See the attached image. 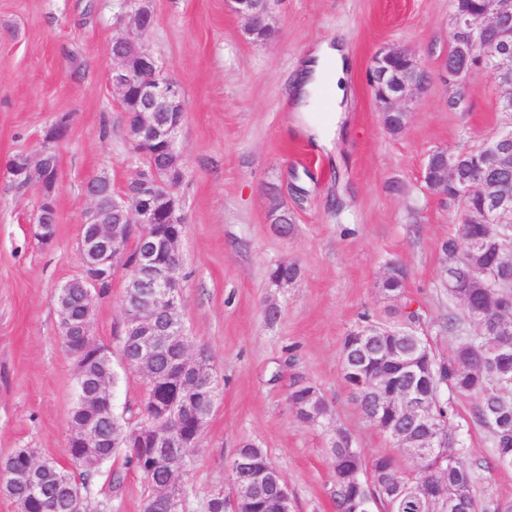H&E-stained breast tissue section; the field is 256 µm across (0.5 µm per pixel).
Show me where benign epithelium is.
<instances>
[{
    "instance_id": "7a95c632",
    "label": "benign epithelium",
    "mask_w": 512,
    "mask_h": 512,
    "mask_svg": "<svg viewBox=\"0 0 512 512\" xmlns=\"http://www.w3.org/2000/svg\"><path fill=\"white\" fill-rule=\"evenodd\" d=\"M233 11L245 19V33L249 36L261 27L270 24V12L258 7V0H230ZM125 7L133 33L114 39L118 51H110L112 69L108 81L113 95L121 106L129 104L130 90L136 91L133 113L132 144L138 156L147 159L153 148L161 146L167 155V162L151 171L149 180L134 198L125 193L109 196L110 207L121 210L126 215L122 224H109L104 218V204L98 190L101 183L111 182L105 174L96 175V180L86 184L85 197L88 203L81 223L79 252L81 275L66 282L54 295L53 302L60 320L61 336L90 335L93 300L103 295V290L112 281V272L119 266L129 267L130 292L125 295L124 310L128 311L125 326L138 336V354L132 358L123 357L124 363L148 376L157 385H164L175 379L184 380L187 371H192L193 379L182 386L181 403L156 401L146 422L134 431L141 442L154 454L185 456L188 450L197 447L207 423L208 415H194L193 436L182 437L175 423L179 416L190 411L191 404L199 397L209 401L214 407L218 397V383L208 354L181 340L178 331V311L182 306L183 295L180 278L181 238L155 232L159 216L166 215L169 224H181L178 215L179 200L174 194L175 175L182 172V157L176 147L177 135L185 121L188 105L181 86L158 66L154 55L144 44V38L151 32L156 17L147 0H126ZM458 31L457 56L445 68L441 79L448 86L449 96L463 104L466 101L467 80L481 66L471 62L474 46L483 47V57L495 63L494 74L505 88L500 103L504 110L512 109V0H489L479 14H465L453 18ZM409 59L416 74H426V66L409 51L388 47L379 50L373 57L370 72L374 75L373 87L381 92L383 107L388 112L408 115L406 102L427 86L414 77L387 67L393 57ZM69 125L61 118L45 132L44 140L54 143L66 137ZM512 136L499 133L485 140V148L497 162V167L508 171L500 161L509 153L508 142ZM53 151L42 150L37 156L24 155L7 164L6 175L14 183L34 180L35 171L43 169V160ZM56 181L41 175L37 180L40 199L34 224L33 235L42 244L50 243L55 237ZM486 213L500 217L512 214V180L507 177L484 182L477 186ZM135 238L139 242L140 253L135 259L127 255L126 245ZM82 291L86 316L76 321L70 312L72 289ZM178 350L171 358L170 375L159 377L153 374V360L161 352ZM383 358L397 365L399 373L408 379L420 380L424 372L417 359L400 351L388 352ZM290 411L314 415V407L320 402L315 389H310L304 400L289 398ZM100 440V432L94 422H69L67 447L94 448ZM44 461L35 458L21 470H12L0 476V492L23 483L31 491H39L37 468ZM228 481L233 489V504L240 502L255 505L259 500V490L274 484L276 494L286 512H291V496L288 485L277 479V469L267 459L252 455H240L228 466ZM158 505L163 512H185L184 497L179 477L172 476L168 484L157 495Z\"/></svg>"
}]
</instances>
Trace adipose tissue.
<instances>
[{
	"label": "adipose tissue",
	"mask_w": 512,
	"mask_h": 512,
	"mask_svg": "<svg viewBox=\"0 0 512 512\" xmlns=\"http://www.w3.org/2000/svg\"><path fill=\"white\" fill-rule=\"evenodd\" d=\"M346 49L332 42H324L305 55L290 87L295 109L306 115L303 132L318 146L333 149L342 132L347 109L345 80L348 73ZM330 93L334 111L326 120L311 119L310 113L322 93Z\"/></svg>",
	"instance_id": "ef3b65f1"
}]
</instances>
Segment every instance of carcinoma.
<instances>
[{"mask_svg":"<svg viewBox=\"0 0 512 512\" xmlns=\"http://www.w3.org/2000/svg\"><path fill=\"white\" fill-rule=\"evenodd\" d=\"M381 120L391 135L405 130V122L395 113L383 112ZM454 157L458 162L456 183L470 182L480 162L478 149H461ZM447 205L457 210V221L466 225V230L460 229L458 234L448 236L442 243V252L448 257V265L455 267L458 278L468 283V288L448 289V304L459 310L448 318V331L458 339L455 349L448 356L438 358L425 341L420 350L422 361L432 372L422 387L430 407L428 429L404 434V422L394 405L400 398L399 375L379 360V351L391 342L403 341L404 337L382 336L378 343L366 348L356 331L362 325H376L378 321L368 313L360 315L359 322L342 342L340 360L348 365L344 380L349 386L362 387L363 394L357 405L366 418L372 417L374 401L383 403L374 425L389 438L395 437L407 444L400 452L411 461L412 467L407 471L395 470L389 487L359 483V473L370 461L358 448L354 454H346L339 446L343 438L341 429H335L328 438V448L335 449L332 472L336 512H351L354 508L366 512H435L438 504L430 507L416 493V487L425 477L441 482L448 498L461 497L475 505L477 512H512V499H491L481 505L474 494L477 469L500 467L503 458H512V352L504 353V337L498 334L501 327L512 328V316L500 312L502 306L512 304V228L501 227L495 220L485 218L483 200L477 193L472 194L463 207L450 200ZM299 276L300 268L294 263H279L269 270L273 284L282 278L296 280ZM404 288L405 281L396 278L379 282L383 297L394 301L388 312L399 321L395 326L397 332L406 330L409 325L418 328L423 323L422 313L413 307V300L408 298ZM93 346L83 360L78 381L90 396L96 392L98 380L111 373L110 356L99 353L101 344L95 342ZM458 397L475 399L473 419L490 433L493 463L470 460L458 435L455 406ZM89 414L99 421L103 431L99 446L88 449L82 459L76 451L68 452L69 469L56 464L40 473L41 491L36 497L22 485L11 489L9 497L18 504L20 512H72L64 487L77 485L85 492L90 491L119 453L124 455L128 467L143 475L153 469L147 482L154 494L179 469L178 463L162 459L150 466L136 449L113 444V427H126L128 422L115 416L106 405L97 404L77 411L79 418ZM433 435L448 436L447 456L424 455L418 451L423 440Z\"/></svg>","mask_w":512,"mask_h":512,"instance_id":"1","label":"carcinoma"}]
</instances>
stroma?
<instances>
[{
	"label": "stroma",
	"mask_w": 512,
	"mask_h": 512,
	"mask_svg": "<svg viewBox=\"0 0 512 512\" xmlns=\"http://www.w3.org/2000/svg\"><path fill=\"white\" fill-rule=\"evenodd\" d=\"M156 26L146 43L188 103L178 135L177 188L186 232L180 244L182 318L193 348L208 351L219 396L181 486L186 512L230 492L227 466L243 443L264 448L280 471L294 512H336L331 456L322 429L299 423L287 406L295 377L313 383L337 426L366 458L396 454L394 442L359 411L340 368L343 336L361 313L385 317L376 283L391 261L408 272L431 344H456L444 324L441 244L455 213L423 182L427 155L480 145L503 126L501 91L485 72L468 80L464 110L434 83L407 104L400 135L384 128L367 80L386 46L412 51L431 71L446 65L452 0H270L273 38L254 43L227 0H151ZM118 0H0V167L35 155L46 129L66 118L53 149L58 162L56 233L33 239L36 189L0 174V460L15 449L67 465L77 367L59 336L54 292L80 272L84 185L107 173L121 191L142 163L126 112L107 82L113 40L124 34ZM342 40L352 57L347 133L333 151L295 129L288 93L299 60L317 44ZM288 210L289 236L271 227L273 204ZM290 261L301 273L273 285L269 267ZM128 270L93 303L91 334L112 354L114 406L137 412L140 375L123 364V297ZM279 307L268 321V302ZM472 459L490 460L487 429L470 421L472 399L456 400ZM144 479L115 457L90 490L112 512H141Z\"/></svg>",
	"instance_id": "35a3bbf8"
}]
</instances>
